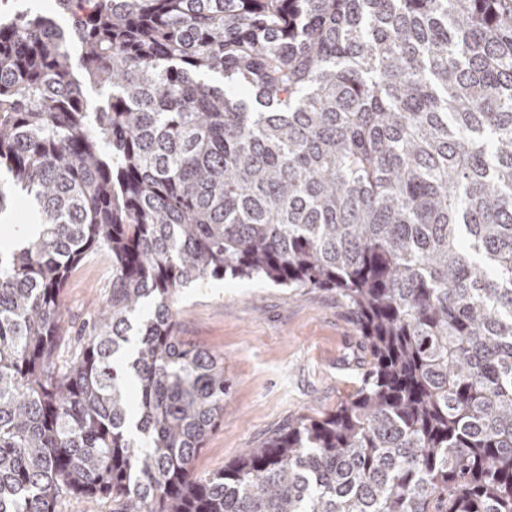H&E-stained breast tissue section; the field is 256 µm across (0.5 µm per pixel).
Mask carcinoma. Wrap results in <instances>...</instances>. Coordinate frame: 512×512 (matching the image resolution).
Masks as SVG:
<instances>
[{
	"mask_svg": "<svg viewBox=\"0 0 512 512\" xmlns=\"http://www.w3.org/2000/svg\"><path fill=\"white\" fill-rule=\"evenodd\" d=\"M57 5L0 0V168L42 228L0 257V512H512V0ZM226 277L336 291L365 371L199 476L227 381L168 300ZM111 276L107 255H92L68 278L62 291L63 311L76 331L87 314L101 305ZM112 503L95 499L63 498L57 507L58 512H110Z\"/></svg>",
	"mask_w": 512,
	"mask_h": 512,
	"instance_id": "obj_1",
	"label": "carcinoma"
}]
</instances>
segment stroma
I'll return each mask as SVG.
<instances>
[{
  "instance_id": "1",
  "label": "stroma",
  "mask_w": 512,
  "mask_h": 512,
  "mask_svg": "<svg viewBox=\"0 0 512 512\" xmlns=\"http://www.w3.org/2000/svg\"><path fill=\"white\" fill-rule=\"evenodd\" d=\"M110 276V259L97 254L68 278L62 303L72 327L101 305ZM172 311L180 340L223 358L229 385V407L198 456V474L222 470L298 415L335 410L361 380L358 331L333 291L212 279L177 289Z\"/></svg>"
}]
</instances>
